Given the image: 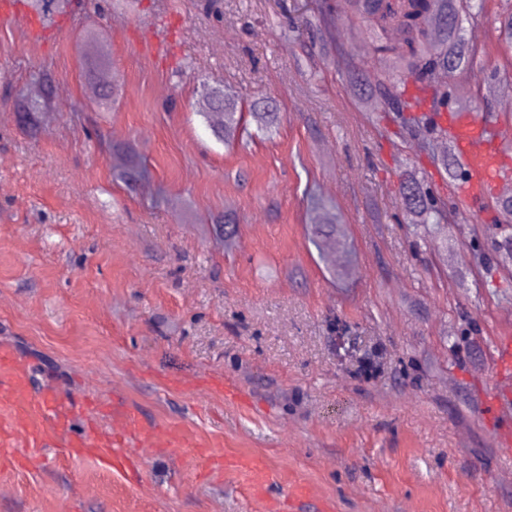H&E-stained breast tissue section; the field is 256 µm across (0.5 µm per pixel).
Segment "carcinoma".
<instances>
[{
    "label": "carcinoma",
    "mask_w": 512,
    "mask_h": 512,
    "mask_svg": "<svg viewBox=\"0 0 512 512\" xmlns=\"http://www.w3.org/2000/svg\"><path fill=\"white\" fill-rule=\"evenodd\" d=\"M31 8L46 23L53 18L74 9L77 5H88L90 0H28ZM487 0H339L336 5L320 4L317 23L307 19L293 27L300 36L303 31L316 26L323 27L324 33H332L336 27L334 9L350 6V19L356 32L365 35L373 43L372 60L387 76H394L404 82L410 78L417 84L415 93L406 95L398 86L385 82L377 85L385 98L388 111L396 113L399 124L415 137L435 131L433 113L443 107L440 87L424 82L438 71L448 70V61L455 63V69L465 71L471 56L463 52L467 41L464 36V22L479 21L485 17ZM454 15L459 22L454 27L442 24V19ZM494 31L509 53L507 64L495 68V73L512 78V15L505 18L497 14ZM89 47L84 52L83 69L87 80L96 90L108 89V95L99 99L110 104L118 99L121 88L112 84L108 56L92 50L102 41V33L91 29L82 37ZM199 115L204 119L215 138L224 143L234 141L237 131L249 116L255 122L257 132L270 136L277 131L280 122L276 112H258L256 105H246L244 100L224 95V88L211 86L205 89ZM123 161L120 179L133 184L144 175L139 169L135 151L129 145L112 148ZM402 194L408 199L404 203L406 223L415 234L428 235L447 219L444 206L430 197V193L416 172L410 171L400 180ZM309 239L316 245L336 236V218L325 216L318 224L307 228Z\"/></svg>",
    "instance_id": "1"
}]
</instances>
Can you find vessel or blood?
Returning a JSON list of instances; mask_svg holds the SVG:
<instances>
[{
    "label": "vessel or blood",
    "mask_w": 512,
    "mask_h": 512,
    "mask_svg": "<svg viewBox=\"0 0 512 512\" xmlns=\"http://www.w3.org/2000/svg\"><path fill=\"white\" fill-rule=\"evenodd\" d=\"M0 15L20 22L32 38L43 39L50 34L49 28L24 9L19 0H0ZM448 137L455 145L458 160L476 179L497 188L512 184V172L493 161L498 153L512 147V138H504L501 129L487 125L473 113L462 112L450 120ZM492 367L495 383L484 410L489 416L503 418L499 440L511 445L512 425L506 418L512 415V336L497 337ZM0 401L7 403L12 413L10 426L0 429V444L4 446L20 440L32 446L52 444L70 456L93 452L101 462L109 464L113 461V447L124 445L130 436H137L148 447L160 442L154 431L140 428L137 416L128 413L104 433L68 436L69 418L79 407V400L50 390L34 392L30 374L7 348L0 349Z\"/></svg>",
    "instance_id": "obj_1"
}]
</instances>
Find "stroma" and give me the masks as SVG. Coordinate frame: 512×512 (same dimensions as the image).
Wrapping results in <instances>:
<instances>
[{
    "label": "stroma",
    "instance_id": "35a3bbf8",
    "mask_svg": "<svg viewBox=\"0 0 512 512\" xmlns=\"http://www.w3.org/2000/svg\"><path fill=\"white\" fill-rule=\"evenodd\" d=\"M110 0L32 40L0 17V348L36 389L90 409L73 431L129 407L176 443L129 447L124 467L55 447L0 457V512H256L234 464L260 461L303 512H512V445L482 403L494 340L512 332V223L470 207L420 139L346 77L345 55L295 39L316 0ZM101 29L118 102L82 75L83 32ZM165 52L148 54L156 32ZM449 110L512 125L492 92L505 61L484 22ZM51 79L36 131L17 96ZM282 113L274 136L224 146L198 115L203 85ZM150 170L126 186L112 146ZM448 204L438 235L404 222L401 175ZM332 208L345 247L317 253L312 201ZM233 213L225 250L212 220ZM21 456L36 457L23 467Z\"/></svg>",
    "mask_w": 512,
    "mask_h": 512
}]
</instances>
